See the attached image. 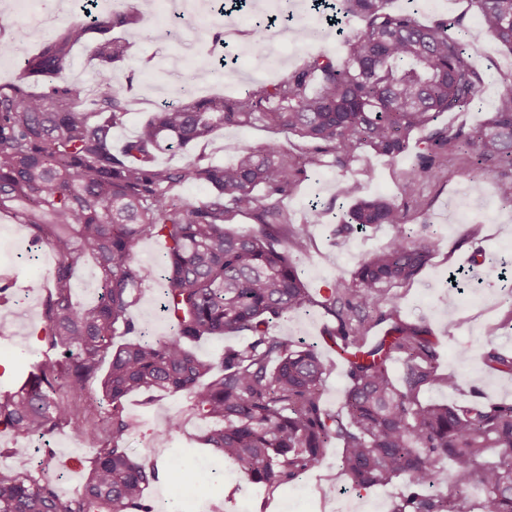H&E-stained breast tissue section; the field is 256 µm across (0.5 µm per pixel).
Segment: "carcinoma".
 Returning <instances> with one entry per match:
<instances>
[{"label": "carcinoma", "mask_w": 512, "mask_h": 512, "mask_svg": "<svg viewBox=\"0 0 512 512\" xmlns=\"http://www.w3.org/2000/svg\"><path fill=\"white\" fill-rule=\"evenodd\" d=\"M392 0H336L334 9L359 26L344 40L345 56H307L288 76L235 96L186 97L154 113L120 152L113 130L127 114L130 80L112 72L125 47L112 32L141 22L126 8L96 12L58 36L22 24L0 41V57L17 42L35 50L19 60L20 74L0 84V212L25 206L34 240L58 254L52 280L28 291L47 293L48 353L15 389H0V425L15 439L46 437L70 427L97 442L95 465L80 494L66 498L52 475V458L26 474L0 471V512H153L145 490L159 479L156 463L138 461L127 446L132 430L123 400L131 393H181L200 418L223 423L200 441L213 457L237 465L252 484L273 492L309 470L325 449L342 445L340 467L358 489L401 479L409 489L393 512H471L464 492H483L480 512H512V404L444 405L423 402L422 389L457 380L438 372V353L426 327L399 320L390 290L412 282L439 251L442 240L424 228L410 231L407 211L377 196L353 201L338 233L376 225L394 234L361 261L352 283L339 281L317 301L305 288L292 255L309 249V226L325 212L312 204L295 226L282 208L300 173L288 152L271 142L237 147L232 165L189 160L180 167L155 165L157 152L188 146L220 127L257 122L297 136L309 162L333 155L346 165L362 148L394 161L421 134L399 192L415 195L443 154L470 155V190H484L487 169H512V83L494 115L473 126L438 123L447 112L476 103L485 77L468 52L469 32L458 22L420 23L411 11L389 9ZM481 26L512 53V0H473ZM85 44L98 61L94 109L82 110V91L65 79L74 46ZM42 83L46 90L30 91ZM183 183L207 187L205 200L175 196ZM264 194H258V190ZM235 214L254 226L233 233ZM164 243L160 297L170 321L167 336H142L120 347L118 324L132 329L134 292L144 281L135 246ZM89 260L97 301L72 299L74 272ZM318 304L335 318L330 335L346 353L349 386L344 410L321 404L326 367L313 345L272 336L274 319ZM390 319V334L366 343L376 323ZM249 335L239 349L197 356L192 344L208 336ZM399 358V381L391 363ZM483 358L512 371V354L494 345ZM104 375H99L103 363ZM99 384L111 410L94 427L55 393L80 395ZM499 449L498 459L485 452ZM453 462L444 490H430L437 464Z\"/></svg>", "instance_id": "carcinoma-1"}]
</instances>
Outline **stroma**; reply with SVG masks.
Masks as SVG:
<instances>
[{
  "label": "stroma",
  "mask_w": 512,
  "mask_h": 512,
  "mask_svg": "<svg viewBox=\"0 0 512 512\" xmlns=\"http://www.w3.org/2000/svg\"><path fill=\"white\" fill-rule=\"evenodd\" d=\"M223 3L225 11L221 14L215 12L204 19L182 16L185 40L180 45L163 38L141 39L132 27L118 31V39L127 46V56L117 74L131 77L133 89L124 122L113 132L114 150H121L157 108L170 100L173 89L183 84L197 83L205 96L214 92L233 96L243 83L258 88L278 81L300 66L307 55L324 53L339 59L345 54L335 29L325 21V9L314 7L311 0H298L300 13L322 29V38L307 46L296 40L292 30L273 26L268 49L274 59L257 63L251 39L254 16L270 13V6L265 0H247L243 5L235 0ZM416 16L424 24L460 22L469 31L474 60L486 73L477 107L449 113L445 123L469 126L490 118L500 94L512 83V54L482 31L472 0H423ZM270 142L282 144L295 156L305 147L297 137L275 133L258 123L219 129L208 140L158 153L156 162L177 167L199 159L223 165L233 159L231 144L258 148ZM409 168V158L390 163L365 149L344 168L330 155L325 156L323 165H305L282 206L296 225L304 222L312 201H320L327 210L324 223L309 229L308 252L296 259L312 294L337 281L351 280L359 262L385 246L393 234L386 224L347 236L336 234L349 206L340 195L342 186L356 184L362 197H394ZM469 169L467 155L451 156L443 161L437 176L422 180L416 196L403 201L412 223L430 224L441 237L442 247L414 282L397 288L399 317L431 329L438 343L440 372L459 380L455 391L444 385L422 390L421 401L512 403V373L490 369L481 359L491 344L512 351V297L503 291L500 279L501 260L512 259V207L499 195L501 186L512 185V173L490 171L486 193L476 196L468 190ZM473 223L478 224V233L465 236V229ZM30 238L28 226L21 224L15 213L0 215V278L13 281L8 298L0 305L1 388L22 382L33 359L47 349L43 332L46 295L28 292L27 287L32 281L50 278L56 255L43 247L39 260L29 259L26 251ZM136 254L144 269V282L130 313L134 331L167 335L168 322L158 305L164 245L145 239L137 244ZM458 268L473 274L479 296L452 308L448 305L447 281L451 270ZM334 326V318L314 305L270 323L269 331L293 343L316 346L326 366L321 401L325 408L337 412L343 406L349 380L344 361L324 342L325 334ZM124 405L134 424L128 446L137 459L170 462L181 457L190 463L181 483L162 479L146 490L145 498L154 512H202V502L214 496L220 499L221 512H391L406 490L399 479L385 487L352 488L340 472L341 449L336 446L326 449L319 462L299 478L268 493L248 483L235 466L212 458L205 447H194V438L205 433L210 423L194 413L186 397L138 393L127 397ZM172 419L178 420L180 427L170 433L166 426ZM45 451L52 455L60 494H77L96 453L93 443L77 440L67 427L40 443L17 441L0 430L2 471H29ZM204 470L216 472L214 483L200 485L199 475Z\"/></svg>",
  "instance_id": "1"
}]
</instances>
